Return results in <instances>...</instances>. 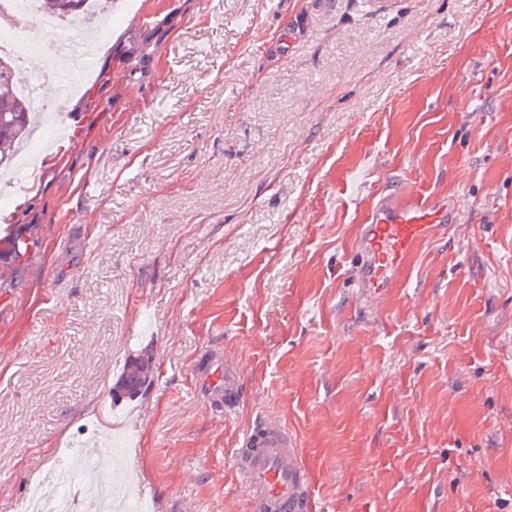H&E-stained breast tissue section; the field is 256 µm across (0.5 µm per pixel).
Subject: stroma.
Returning a JSON list of instances; mask_svg holds the SVG:
<instances>
[{"label":"stroma","instance_id":"obj_1","mask_svg":"<svg viewBox=\"0 0 512 512\" xmlns=\"http://www.w3.org/2000/svg\"><path fill=\"white\" fill-rule=\"evenodd\" d=\"M58 118L0 182V512L53 469L99 512L105 456L126 512H246L265 414L314 512H512V0H120ZM403 188L467 207L373 302L358 226ZM215 367L214 371L212 369ZM221 370V376L214 383L211 377ZM202 383L201 392L209 403L224 412L234 410L248 397V388L241 373L233 364L224 361L222 354L215 349L206 352L196 367Z\"/></svg>","mask_w":512,"mask_h":512}]
</instances>
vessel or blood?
I'll use <instances>...</instances> for the list:
<instances>
[{"label": "vessel or blood", "instance_id": "obj_1", "mask_svg": "<svg viewBox=\"0 0 512 512\" xmlns=\"http://www.w3.org/2000/svg\"><path fill=\"white\" fill-rule=\"evenodd\" d=\"M462 207L459 197L444 192L383 197L360 227V287L373 298L387 294L403 279L416 248L447 230ZM196 371L212 406L232 410L246 400L241 373L218 350L207 351ZM235 471L249 512H312L308 472L277 418L260 419L245 430L235 453Z\"/></svg>", "mask_w": 512, "mask_h": 512}]
</instances>
